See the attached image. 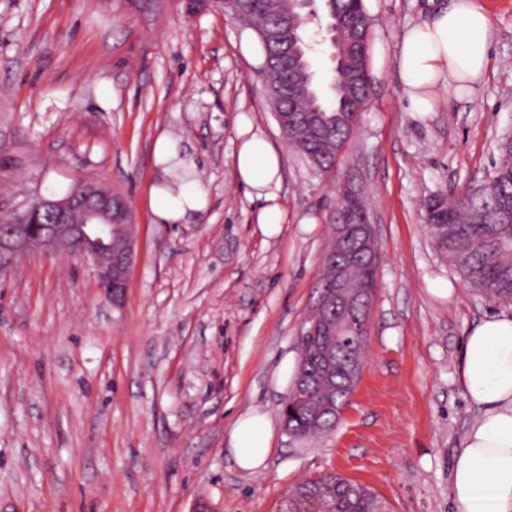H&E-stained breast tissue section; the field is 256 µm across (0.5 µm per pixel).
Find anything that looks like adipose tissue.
Listing matches in <instances>:
<instances>
[{
	"mask_svg": "<svg viewBox=\"0 0 512 512\" xmlns=\"http://www.w3.org/2000/svg\"><path fill=\"white\" fill-rule=\"evenodd\" d=\"M491 19L479 0H452L425 19L406 24L398 50L403 99L409 111L431 112L443 94H460L481 81L490 64ZM153 162L161 176L149 188L154 223L182 224L211 204L210 189L189 178L179 142L160 134ZM236 177L260 201L258 223L276 231L281 156L262 134L243 127L234 154ZM461 375L468 402L479 414L468 429L451 473L455 512H512V316L481 320L467 336ZM266 416L239 418L231 453L244 470L261 466L268 453Z\"/></svg>",
	"mask_w": 512,
	"mask_h": 512,
	"instance_id": "adipose-tissue-1",
	"label": "adipose tissue"
}]
</instances>
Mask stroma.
<instances>
[{"mask_svg":"<svg viewBox=\"0 0 512 512\" xmlns=\"http://www.w3.org/2000/svg\"><path fill=\"white\" fill-rule=\"evenodd\" d=\"M431 0H375L383 73L331 172L289 148L244 26L187 0H0V212L74 179L129 202L134 260L115 304L78 257L0 272V512H282L324 473L371 487L381 512H455L449 477L476 409L459 384L466 336L512 304L480 297L422 221L436 194L485 179L512 136V0H480L491 59L463 99L407 111L406 23ZM282 157L284 222L257 224L234 170L239 116ZM179 138L208 211L156 224L144 205L156 136ZM368 200L382 261L361 376L335 428L291 439L282 403L346 183ZM267 416L266 461L227 452Z\"/></svg>","mask_w":512,"mask_h":512,"instance_id":"1","label":"stroma"}]
</instances>
